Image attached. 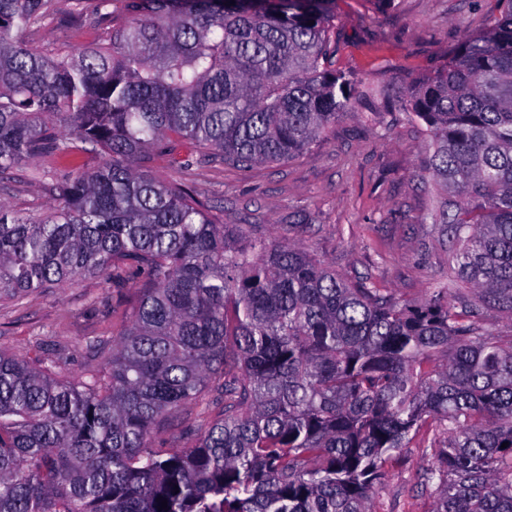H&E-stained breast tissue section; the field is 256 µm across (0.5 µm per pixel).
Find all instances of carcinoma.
<instances>
[{
    "mask_svg": "<svg viewBox=\"0 0 512 512\" xmlns=\"http://www.w3.org/2000/svg\"><path fill=\"white\" fill-rule=\"evenodd\" d=\"M115 3L71 0L108 26L75 52L19 40L55 0H0V179L62 165L42 217L0 204V300L85 277L137 293L78 379L0 350V512H376L416 439L427 512H512V341L483 322L512 317V0L397 100L425 128L448 246V287L414 306L138 169L176 141L248 168L323 140L354 108L334 0H122L119 27ZM192 405L191 444L155 447Z\"/></svg>",
    "mask_w": 512,
    "mask_h": 512,
    "instance_id": "1",
    "label": "carcinoma"
}]
</instances>
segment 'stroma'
I'll return each mask as SVG.
<instances>
[{
	"label": "stroma",
	"instance_id": "1",
	"mask_svg": "<svg viewBox=\"0 0 512 512\" xmlns=\"http://www.w3.org/2000/svg\"><path fill=\"white\" fill-rule=\"evenodd\" d=\"M52 20L21 32L22 41L49 49L85 47L103 26L91 15L71 17L70 0H56ZM496 0H336L332 62L351 73L358 104L323 141L285 163L243 169L220 157L182 164L189 145L174 155H153L148 171L193 191L216 224H240L269 241L300 243L337 274L386 289L405 302L422 301L448 283V252L424 217L433 186L421 180L427 136L404 113L386 111L404 78H423L448 63V55L479 34ZM60 166L49 159L0 180V202L36 216L58 202ZM134 289L88 277L72 288L34 292L25 304L0 302V350L64 357V376L103 367L108 354L90 356L92 336L116 335L132 311ZM435 458L413 443L390 468L381 512H426L421 486Z\"/></svg>",
	"mask_w": 512,
	"mask_h": 512
}]
</instances>
